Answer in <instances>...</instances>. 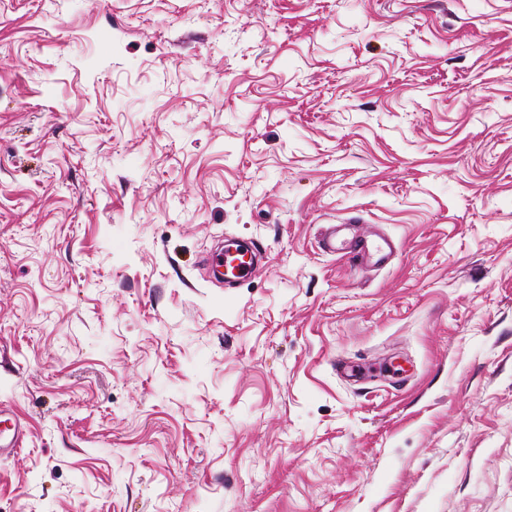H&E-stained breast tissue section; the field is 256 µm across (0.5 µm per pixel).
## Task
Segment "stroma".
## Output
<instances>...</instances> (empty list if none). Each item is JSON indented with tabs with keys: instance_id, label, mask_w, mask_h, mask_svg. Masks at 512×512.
Wrapping results in <instances>:
<instances>
[{
	"instance_id": "1",
	"label": "stroma",
	"mask_w": 512,
	"mask_h": 512,
	"mask_svg": "<svg viewBox=\"0 0 512 512\" xmlns=\"http://www.w3.org/2000/svg\"><path fill=\"white\" fill-rule=\"evenodd\" d=\"M0 412V512H512V0H0ZM332 226L322 239L323 249L348 258L356 267L364 269L382 263L392 252V242L377 233L341 234ZM235 250L224 246V252L213 255L209 259L211 269H224V287H231L235 283L253 276L262 259L261 250L253 243L234 244Z\"/></svg>"
}]
</instances>
